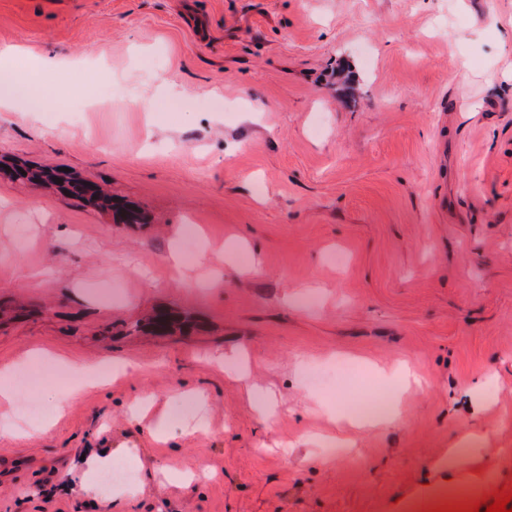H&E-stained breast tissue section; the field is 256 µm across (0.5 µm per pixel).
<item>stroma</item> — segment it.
Here are the masks:
<instances>
[{
  "label": "stroma",
  "instance_id": "35a3bbf8",
  "mask_svg": "<svg viewBox=\"0 0 512 512\" xmlns=\"http://www.w3.org/2000/svg\"><path fill=\"white\" fill-rule=\"evenodd\" d=\"M4 63L51 106L0 110V160L107 183L152 221L0 171V305L27 311L0 321V370L31 350L130 364L67 402L33 392L48 429L0 401V512H411L465 421L470 468L498 474L485 502L512 491V0H0ZM189 221L211 258L176 273ZM161 309L190 329L127 333ZM339 359L424 387L363 431L304 380ZM101 449L135 464L127 503L81 490Z\"/></svg>",
  "mask_w": 512,
  "mask_h": 512
}]
</instances>
